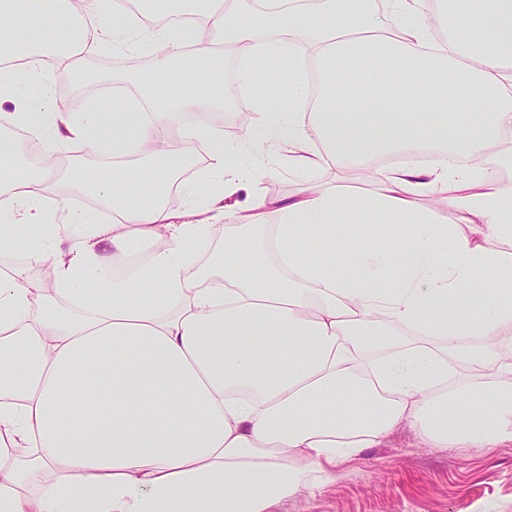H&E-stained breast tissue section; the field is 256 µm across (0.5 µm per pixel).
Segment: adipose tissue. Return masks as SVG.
<instances>
[{
  "label": "adipose tissue",
  "mask_w": 512,
  "mask_h": 512,
  "mask_svg": "<svg viewBox=\"0 0 512 512\" xmlns=\"http://www.w3.org/2000/svg\"><path fill=\"white\" fill-rule=\"evenodd\" d=\"M284 2L193 10L188 48L174 24L147 26L121 0H79L77 28L55 0H0V55L32 75L166 41L141 93L108 115L50 111L25 84L0 87L15 106L0 112L1 246L44 223L57 179L49 165L35 178L16 169L11 127L40 132L51 150L127 161L79 180L111 223L68 211L0 277V512H270L401 428L427 448L512 444V252L491 247L512 245V180L501 175L512 170V0H456L466 30L442 44L426 0L380 11L317 0L311 13ZM108 8L119 16L109 28ZM23 23L37 40L20 36ZM265 23L275 39L260 37ZM228 46L246 86L260 74L276 82L282 58L294 65L287 100L259 103L290 144L289 170L407 162L367 199L305 188L286 205L217 208L224 247L203 264L193 247L210 224L172 212L153 173L184 167L187 136L170 114L193 112L209 179L228 197L244 188V160L259 149L248 137L228 146L208 121L223 95L170 80L179 59L215 73ZM474 87L492 98L476 100ZM425 151L434 162L415 164ZM420 195L458 208L462 225L416 209ZM134 240L145 256L132 257ZM45 264L52 298L30 274ZM395 326L420 337L395 343ZM374 342L385 349L376 359ZM77 386L92 398L76 413L63 395Z\"/></svg>",
  "instance_id": "ef3b65f1"
}]
</instances>
